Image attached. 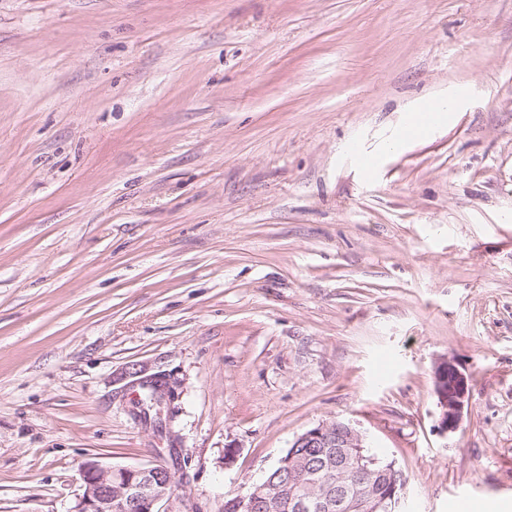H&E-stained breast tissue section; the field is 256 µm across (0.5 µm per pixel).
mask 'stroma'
<instances>
[{"mask_svg":"<svg viewBox=\"0 0 512 512\" xmlns=\"http://www.w3.org/2000/svg\"><path fill=\"white\" fill-rule=\"evenodd\" d=\"M336 421L401 512L512 503V0H0V512L173 448L224 512ZM434 386L441 409L440 429L443 433L455 432L469 398L471 379L448 359L435 367ZM133 370L129 374L137 378L134 382L135 386L138 389L152 390L151 393L149 391L142 392V398L147 401L149 393L151 394L152 405H148V407L151 410L156 408V417L161 419L165 408L179 397L177 384L171 380L169 375L163 372L146 375L145 370L137 368H133Z\"/></svg>","mask_w":512,"mask_h":512,"instance_id":"35a3bbf8","label":"stroma"}]
</instances>
